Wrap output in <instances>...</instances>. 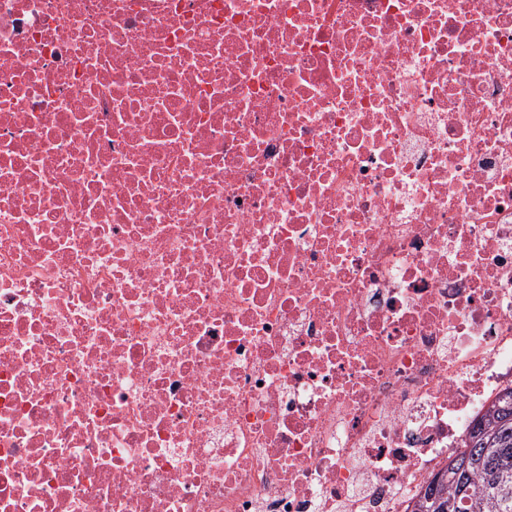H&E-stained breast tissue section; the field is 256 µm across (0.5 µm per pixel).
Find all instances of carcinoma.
Segmentation results:
<instances>
[{"label":"carcinoma","instance_id":"obj_1","mask_svg":"<svg viewBox=\"0 0 512 512\" xmlns=\"http://www.w3.org/2000/svg\"><path fill=\"white\" fill-rule=\"evenodd\" d=\"M413 512H512V388L468 428Z\"/></svg>","mask_w":512,"mask_h":512}]
</instances>
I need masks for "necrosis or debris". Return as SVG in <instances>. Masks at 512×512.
Returning <instances> with one entry per match:
<instances>
[{
    "label": "necrosis or debris",
    "mask_w": 512,
    "mask_h": 512,
    "mask_svg": "<svg viewBox=\"0 0 512 512\" xmlns=\"http://www.w3.org/2000/svg\"><path fill=\"white\" fill-rule=\"evenodd\" d=\"M512 386V0H0V512H411Z\"/></svg>",
    "instance_id": "4bbe7bcc"
}]
</instances>
